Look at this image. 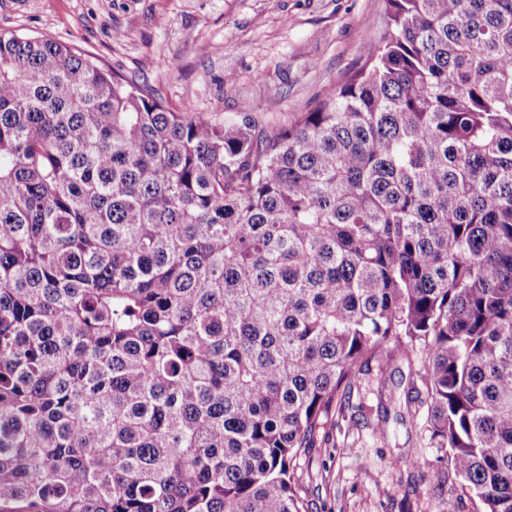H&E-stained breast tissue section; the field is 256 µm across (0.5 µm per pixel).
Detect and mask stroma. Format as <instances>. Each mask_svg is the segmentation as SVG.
I'll use <instances>...</instances> for the list:
<instances>
[{
    "instance_id": "35a3bbf8",
    "label": "stroma",
    "mask_w": 512,
    "mask_h": 512,
    "mask_svg": "<svg viewBox=\"0 0 512 512\" xmlns=\"http://www.w3.org/2000/svg\"><path fill=\"white\" fill-rule=\"evenodd\" d=\"M385 0H0V31L51 39L152 88L175 112L243 109L281 126L371 57ZM369 363L293 464L308 512H476L407 402L401 375ZM395 391L381 404L382 387ZM420 466H413V459Z\"/></svg>"
}]
</instances>
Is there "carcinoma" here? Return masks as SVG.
<instances>
[{
	"label": "carcinoma",
	"mask_w": 512,
	"mask_h": 512,
	"mask_svg": "<svg viewBox=\"0 0 512 512\" xmlns=\"http://www.w3.org/2000/svg\"><path fill=\"white\" fill-rule=\"evenodd\" d=\"M310 112L171 111L0 31V512H305L369 362L512 512V0H385Z\"/></svg>",
	"instance_id": "obj_1"
}]
</instances>
